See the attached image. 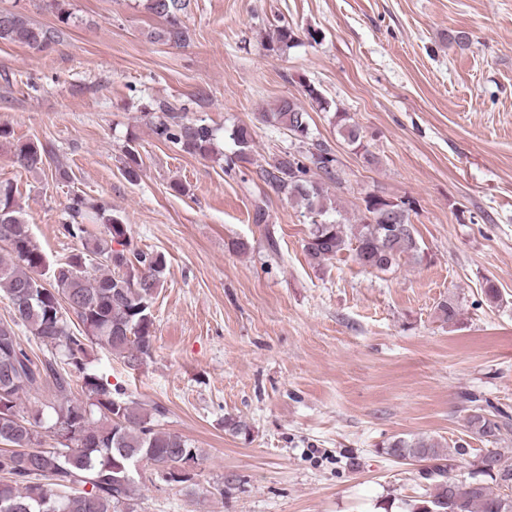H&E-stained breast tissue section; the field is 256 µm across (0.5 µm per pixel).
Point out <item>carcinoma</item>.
Instances as JSON below:
<instances>
[{
  "mask_svg": "<svg viewBox=\"0 0 512 512\" xmlns=\"http://www.w3.org/2000/svg\"><path fill=\"white\" fill-rule=\"evenodd\" d=\"M189 0H145V9L165 21L159 37L181 44L189 39L182 16ZM62 29L31 23L16 11L0 10V42L18 43L41 51L58 42ZM270 48L284 51L298 42V32L288 24L276 27ZM156 139L181 150L206 156L214 150L216 129L166 104L147 113ZM334 122L344 141L360 148V127L345 112ZM262 120L287 129L298 142L261 167L263 181L275 192L304 208L310 228L304 244L317 264L351 251L358 263L367 255L377 257L372 270L388 272L404 258L417 259L422 247L410 220V204H397L377 195L363 199L364 210L355 224L328 215L327 184L339 179V160L328 145L313 138L311 116L293 100L283 99ZM237 147L226 158L225 171L250 162L253 137L248 128L227 130ZM10 131L0 127V148L12 162L29 172H42L49 151L40 143L13 144ZM142 164L138 150L126 149L124 175L138 181ZM15 189L0 184V292L11 308L10 319L0 320V473L9 483L0 484V512L11 506L28 512H138L135 465L146 460L155 481L167 485L193 479L181 469L182 461H199V451L189 440L159 425L165 409L147 410L126 395V390L90 370V349L98 346L121 359L128 368L152 356V308L167 267L161 252L133 245L129 225L112 215L106 202H92L82 195L70 198L68 220L60 234L82 249L55 262L35 240L31 227L15 202ZM253 223L262 227L267 249L277 252L274 225L267 223L264 202L255 204ZM104 231L96 234L94 227ZM45 347L51 356L34 359L23 348L22 337ZM82 395H72V383ZM53 388L61 401L53 406L50 422L44 408L23 400L44 388ZM468 422L475 433L497 438L512 425L496 419L485 408H470ZM55 445L47 448L44 438ZM385 452L405 462L429 463L434 484L407 512H512L504 502L512 494V467L502 455L490 452L480 460L476 479L460 485L450 477L451 457L434 439L397 437Z\"/></svg>",
  "mask_w": 512,
  "mask_h": 512,
  "instance_id": "cac0c4a2",
  "label": "carcinoma"
}]
</instances>
